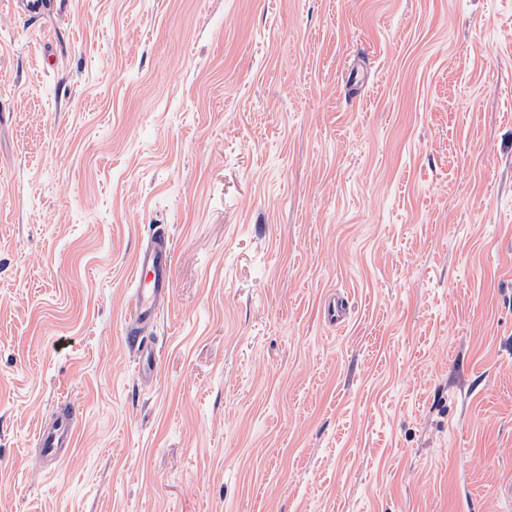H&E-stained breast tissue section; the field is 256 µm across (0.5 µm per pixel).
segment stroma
<instances>
[{"label": "stroma", "instance_id": "1", "mask_svg": "<svg viewBox=\"0 0 512 512\" xmlns=\"http://www.w3.org/2000/svg\"><path fill=\"white\" fill-rule=\"evenodd\" d=\"M511 478L512 0L0 7V512H512ZM155 229L150 243L134 258V285L124 331L129 346L139 356L138 373L145 382L152 380L158 359L145 335L173 298L174 249L166 229L161 224ZM75 423L72 408L58 413L49 423L42 422L35 435V444L45 458L59 460L61 448H71Z\"/></svg>", "mask_w": 512, "mask_h": 512}]
</instances>
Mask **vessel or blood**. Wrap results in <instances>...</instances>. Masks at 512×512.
I'll return each mask as SVG.
<instances>
[{
	"label": "vessel or blood",
	"instance_id": "b4317fda",
	"mask_svg": "<svg viewBox=\"0 0 512 512\" xmlns=\"http://www.w3.org/2000/svg\"><path fill=\"white\" fill-rule=\"evenodd\" d=\"M174 249L165 228H156L150 243L134 258L133 288L128 297L129 317L125 324L127 342L139 357L138 373L143 381L153 378L158 353L146 339L173 298ZM75 423L72 410L58 413L41 423L35 443L44 457L59 459L62 449L71 447Z\"/></svg>",
	"mask_w": 512,
	"mask_h": 512
}]
</instances>
